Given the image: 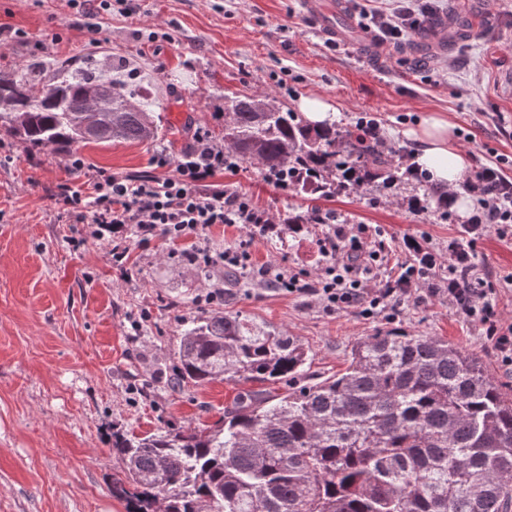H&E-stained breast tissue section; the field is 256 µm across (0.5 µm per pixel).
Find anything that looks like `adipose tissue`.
<instances>
[{
    "label": "adipose tissue",
    "instance_id": "obj_1",
    "mask_svg": "<svg viewBox=\"0 0 512 512\" xmlns=\"http://www.w3.org/2000/svg\"><path fill=\"white\" fill-rule=\"evenodd\" d=\"M404 135L413 144L412 164L425 171L440 189L453 193L455 208H463L458 190L473 163L470 154L457 144L453 124L442 115L430 112L415 126L405 129Z\"/></svg>",
    "mask_w": 512,
    "mask_h": 512
}]
</instances>
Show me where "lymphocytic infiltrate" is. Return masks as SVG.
Returning <instances> with one entry per match:
<instances>
[{"label": "lymphocytic infiltrate", "mask_w": 512, "mask_h": 512, "mask_svg": "<svg viewBox=\"0 0 512 512\" xmlns=\"http://www.w3.org/2000/svg\"><path fill=\"white\" fill-rule=\"evenodd\" d=\"M433 9L431 0H396L395 7L365 13L364 19L367 27L376 30L380 43H396L416 29L420 16ZM153 163L165 170V177L122 178L101 169L91 183L90 195L64 185L58 199L75 209L77 223L104 225L117 232L132 226L145 241L159 235L174 241L194 239L214 224H245L264 232L275 222L247 195L213 185L218 173L238 169L240 163L207 131L196 130L178 158L157 150ZM466 188L475 196L477 210L463 227V239L449 240L448 277L440 284L428 279L438 269L435 254L418 246L396 279L371 287L370 275L384 268L381 252L365 249L332 215L325 218L332 230L321 242L329 262L316 282H305L300 274L275 264L252 265L246 240L236 249L208 257L207 262L247 269L251 279L266 287L315 297L328 310L353 307L368 318L385 314L394 298L413 295L420 283H427L430 295L447 294L457 312L485 325L502 367L511 370L512 323L500 322L487 292L473 287L470 277L478 267L473 242L491 234L505 237L512 233V180L501 166L489 165L468 179Z\"/></svg>", "instance_id": "f902f5d3"}]
</instances>
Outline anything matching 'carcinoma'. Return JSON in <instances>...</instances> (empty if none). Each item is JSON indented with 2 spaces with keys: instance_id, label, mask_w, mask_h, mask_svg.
I'll return each mask as SVG.
<instances>
[{
  "instance_id": "1",
  "label": "carcinoma",
  "mask_w": 512,
  "mask_h": 512,
  "mask_svg": "<svg viewBox=\"0 0 512 512\" xmlns=\"http://www.w3.org/2000/svg\"><path fill=\"white\" fill-rule=\"evenodd\" d=\"M41 85V94L31 93ZM112 104L83 129L89 92ZM92 66L46 81L0 68V132L34 146L153 139L148 104ZM224 139L242 160L288 174L297 193L329 198L400 176L350 131L308 127L295 112L236 96ZM177 383L282 384L238 394L214 427L116 434L112 496L127 512H512V394L481 357L436 336L358 339L344 372L312 385L295 336L202 310L177 338Z\"/></svg>"
}]
</instances>
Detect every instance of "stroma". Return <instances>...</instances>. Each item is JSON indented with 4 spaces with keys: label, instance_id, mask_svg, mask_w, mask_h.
I'll list each match as a JSON object with an SVG mask.
<instances>
[{
    "label": "stroma",
    "instance_id": "1",
    "mask_svg": "<svg viewBox=\"0 0 512 512\" xmlns=\"http://www.w3.org/2000/svg\"><path fill=\"white\" fill-rule=\"evenodd\" d=\"M434 16L467 17L469 35L449 42L442 56L416 59L407 48L425 39L417 29L385 45L380 58L361 47L359 32L348 45L330 46L299 0H137L134 11L96 17L95 33L66 0H0V26L27 33L0 43V67L35 65L49 77L58 67L96 60L148 95L159 127L158 138L144 142L74 144L85 161L79 172L66 153L0 134V512H127L109 489L122 467L114 431L211 427L223 417L238 384H169L178 370L176 338L216 285L224 289L216 310L304 343L309 382L341 373L357 339L396 329L448 339L512 386L484 326L445 296L421 289L399 299L389 316L366 319L243 273L229 284L224 267L186 265L184 242L161 237L143 244L128 236V258L119 265L111 237H93L91 225L74 223L56 199L59 185L87 188L99 169L155 174V151L178 157L192 127L223 142L228 96L273 99L292 111L300 97L324 95L339 108V127L375 120L398 168L412 151L403 130L427 112L454 123L474 168L512 161V0H442ZM151 31L160 39L148 40ZM214 181L275 214L316 209L335 213L341 224L368 225V244H385L393 263L408 258L405 242L416 239L436 252L443 276L448 240L462 224L455 213L440 217L438 199L414 205L430 187L427 179L365 186L330 200L268 184L253 161ZM329 230L309 224L280 239L216 224L198 244L216 254L247 240L254 264L275 263L311 281L327 262L320 241ZM474 251L482 273H512V240L491 235Z\"/></svg>",
    "mask_w": 512,
    "mask_h": 512
}]
</instances>
